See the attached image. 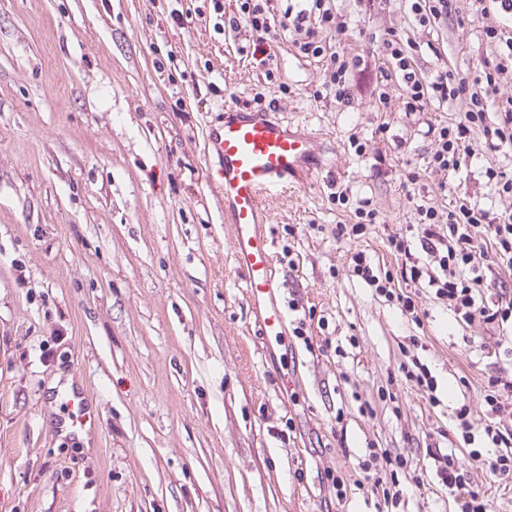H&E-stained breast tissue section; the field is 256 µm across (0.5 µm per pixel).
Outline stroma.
<instances>
[{
  "label": "stroma",
  "instance_id": "stroma-1",
  "mask_svg": "<svg viewBox=\"0 0 512 512\" xmlns=\"http://www.w3.org/2000/svg\"><path fill=\"white\" fill-rule=\"evenodd\" d=\"M351 19L341 46L368 48L394 28L423 73L474 76L490 54L478 34L405 23L397 0ZM170 0H0V512H376L360 487L370 449L404 455V512H452L427 455L449 448L451 410L478 407L489 376L512 366L482 328L463 332L431 289L407 322L350 269L363 250L396 270L389 230L413 223L430 179L404 187L432 147L427 123L458 118L432 104L419 119L369 99L341 108L319 97L321 65L288 38L274 46L273 80L235 35L208 18L172 23ZM446 43L435 58L430 44ZM174 53L179 67L157 68ZM262 96L279 116L323 132L324 171L273 199L264 230L275 252L287 320L304 315L313 348L292 333L266 341L237 272L204 165L209 122L227 103ZM367 144L347 152L348 138ZM502 155L473 143L451 198L485 202L483 172ZM346 185L380 212L357 241L337 239L332 194ZM297 302L289 311L288 302ZM420 346H410V337ZM325 353H318V346ZM414 354L433 391L401 370ZM98 410L87 439L65 433L67 383ZM371 402L375 415L363 414ZM494 512L512 487L458 450ZM347 477L325 507V475Z\"/></svg>",
  "mask_w": 512,
  "mask_h": 512
}]
</instances>
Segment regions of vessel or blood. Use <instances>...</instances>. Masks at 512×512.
I'll return each instance as SVG.
<instances>
[{
	"mask_svg": "<svg viewBox=\"0 0 512 512\" xmlns=\"http://www.w3.org/2000/svg\"><path fill=\"white\" fill-rule=\"evenodd\" d=\"M219 124L210 127L206 155L210 182L224 201V221L232 230V250L245 291L260 307L264 337L285 333V315L276 299L274 247L262 229L269 223L268 199L310 183L322 164L316 134L271 113L224 105ZM72 425L95 424L98 413L81 392L65 393Z\"/></svg>",
	"mask_w": 512,
	"mask_h": 512,
	"instance_id": "obj_1",
	"label": "vessel or blood"
}]
</instances>
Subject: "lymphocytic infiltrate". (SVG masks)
I'll use <instances>...</instances> for the list:
<instances>
[{"label": "lymphocytic infiltrate", "mask_w": 512, "mask_h": 512, "mask_svg": "<svg viewBox=\"0 0 512 512\" xmlns=\"http://www.w3.org/2000/svg\"><path fill=\"white\" fill-rule=\"evenodd\" d=\"M216 17L217 33L248 32V48L256 65L265 67L266 78H273L267 65L270 48L278 31L288 34L299 55L324 63L322 87L337 104L350 105L358 90L357 75L377 68L371 96L390 107L400 98L406 116L420 115L434 102H460L464 111L454 120L431 123L432 138L424 173L411 172L407 184L420 176L434 178L440 193H447L449 176L457 174L471 154L472 140H481L486 151L501 153L512 148V94L504 95L500 86L512 76V0H402L409 22L420 30L455 21L458 31L477 28L492 50L491 59L482 63L474 78L459 77L444 68L430 76L418 71L410 44L396 30L370 39L366 52L351 54L333 49L331 38H343L347 21L335 0H235L234 10H226L224 0H207ZM488 184L499 200L485 206L467 199L446 205L431 200L416 207L413 224L391 231L387 247L398 258L397 273H375L366 252L354 253L353 272L376 296L397 304L412 323H421L420 309L406 283L430 288L437 300L447 304L458 326L464 329L483 326L506 336L512 329V289L498 284L499 269L512 271V173L506 166H489L484 171ZM337 205L349 220L337 224L340 239L360 238L368 225L377 223L379 212L370 199L351 203L347 191L335 196ZM484 422L475 424L469 404L455 407L454 436L466 446L472 462L489 469L497 478L512 476V373L501 372L488 378L483 396ZM487 440L475 447L476 433ZM443 483L453 500V512H492L485 491L476 489L458 467L455 450L434 449ZM404 466L401 457L385 448L371 450L361 464L364 480L372 484L378 512H394L401 499L391 484Z\"/></svg>", "instance_id": "f902f5d3"}]
</instances>
